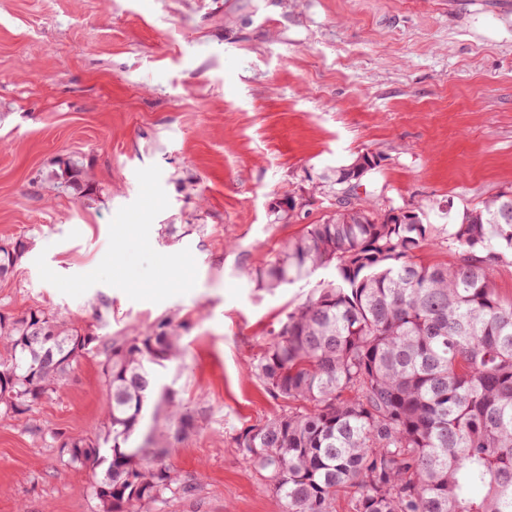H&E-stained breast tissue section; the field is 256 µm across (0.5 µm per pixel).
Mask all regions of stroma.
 I'll list each match as a JSON object with an SVG mask.
<instances>
[{
	"label": "stroma",
	"mask_w": 512,
	"mask_h": 512,
	"mask_svg": "<svg viewBox=\"0 0 512 512\" xmlns=\"http://www.w3.org/2000/svg\"><path fill=\"white\" fill-rule=\"evenodd\" d=\"M367 151L386 162L359 196L427 224L512 191V0H0V244H30L0 311L104 340L172 322L157 382L196 427L152 404L140 432L199 489L164 512H279L235 448L286 406L250 367L334 270L273 290L256 272L331 214L311 177ZM68 158L91 196L47 181ZM101 361L0 413V512H102L93 469L53 440L105 433Z\"/></svg>",
	"instance_id": "35a3bbf8"
}]
</instances>
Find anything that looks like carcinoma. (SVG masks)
<instances>
[{
  "label": "carcinoma",
  "instance_id": "carcinoma-1",
  "mask_svg": "<svg viewBox=\"0 0 512 512\" xmlns=\"http://www.w3.org/2000/svg\"><path fill=\"white\" fill-rule=\"evenodd\" d=\"M343 165L314 190L339 193ZM57 188L91 194L78 159L59 162ZM512 197L501 192L464 207L437 228L374 209L308 224L257 273L269 289L320 267L334 279L317 297L283 314L252 374L288 408L235 438L243 459L278 499L281 512H512V299L496 289L498 267L512 264ZM437 236L456 255L425 264L419 251ZM46 327L58 356L35 367L39 348L24 336ZM55 315L31 308L0 313V408L16 415L54 392L73 362L99 341ZM179 335L161 322L147 336L106 345L102 370L110 392L101 453L91 439H61L69 461L101 469L95 495L105 512H157L169 497L197 491L163 462L166 448L134 446L148 401L168 406L179 433L192 417L175 394L157 388L155 367L179 355ZM151 451L155 463L140 465Z\"/></svg>",
  "mask_w": 512,
  "mask_h": 512
}]
</instances>
